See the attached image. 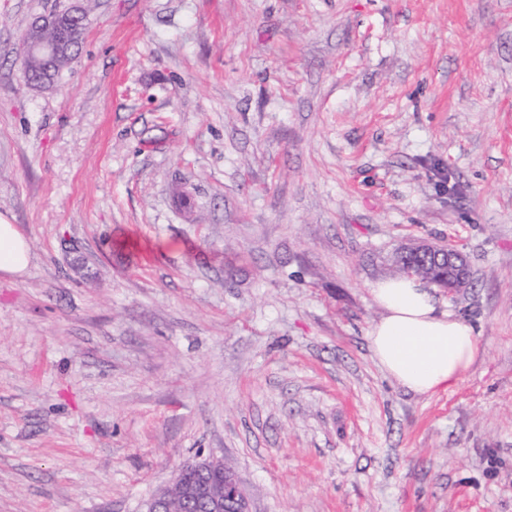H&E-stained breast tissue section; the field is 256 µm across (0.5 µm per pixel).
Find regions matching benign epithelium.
<instances>
[{"mask_svg": "<svg viewBox=\"0 0 512 512\" xmlns=\"http://www.w3.org/2000/svg\"><path fill=\"white\" fill-rule=\"evenodd\" d=\"M83 0H72L66 17H61L55 12L36 18L33 21L35 28L39 30L62 29L65 23L85 24V7ZM71 48V43L66 37H60L54 41H36L28 46V51L41 56L44 59L53 58L66 53ZM399 250L418 256L442 257L448 262V266L454 268V277L450 280L448 289L456 292L467 288L471 284L469 266L464 255L456 248L440 245L432 241L422 239L400 245ZM183 469H195L206 475L217 471L223 475V484H211L203 481L198 484H184L180 490V500L200 501L207 512H225L228 504H233L234 512H250L248 500L241 488L236 472L225 466L224 461L216 458L196 462L183 466ZM147 512H177V504L173 502L169 490L165 489L156 494L149 502Z\"/></svg>", "mask_w": 512, "mask_h": 512, "instance_id": "obj_1", "label": "benign epithelium"}]
</instances>
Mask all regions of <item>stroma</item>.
I'll return each instance as SVG.
<instances>
[{
	"label": "stroma",
	"instance_id": "35a3bbf8",
	"mask_svg": "<svg viewBox=\"0 0 512 512\" xmlns=\"http://www.w3.org/2000/svg\"><path fill=\"white\" fill-rule=\"evenodd\" d=\"M0 0V512H147L182 465L251 512H512V0H93L26 83ZM481 348L431 396L373 360L405 240ZM84 33L85 29L73 33V47L70 51L69 49L71 48V43L65 36L50 42L42 40L36 41L32 44H29L28 51L30 53L41 56L43 59L53 58L62 54L60 57L51 62L52 69H54V72L59 76L60 72L75 58L79 52L84 38ZM31 262V249L14 224L0 220V272L23 275ZM398 249L404 253H410L418 256L434 255L437 258H445L448 262V267H454V277L449 281L450 285L447 283L444 288H448L452 292H456L461 288H468L471 284L469 266L464 259V255L456 248L422 239L401 244ZM186 469H195L202 475L214 471L220 472L223 478L214 475L211 479L214 483L223 479V484L213 485L206 481L198 484H183L180 490L181 501H201L207 512H224L229 503L233 504L235 512H250L248 500L241 488L236 472L225 466L223 460L212 458L185 465L177 471L172 482L177 480L178 473Z\"/></svg>",
	"mask_w": 512,
	"mask_h": 512
}]
</instances>
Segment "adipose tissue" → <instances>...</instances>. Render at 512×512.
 I'll use <instances>...</instances> for the list:
<instances>
[{
    "label": "adipose tissue",
    "instance_id": "obj_1",
    "mask_svg": "<svg viewBox=\"0 0 512 512\" xmlns=\"http://www.w3.org/2000/svg\"><path fill=\"white\" fill-rule=\"evenodd\" d=\"M31 249L15 225L0 220V272L24 274ZM371 293L382 315L368 331L374 361L405 390L435 394L469 369L479 350L473 324L442 310L433 286L416 277H386Z\"/></svg>",
    "mask_w": 512,
    "mask_h": 512
}]
</instances>
